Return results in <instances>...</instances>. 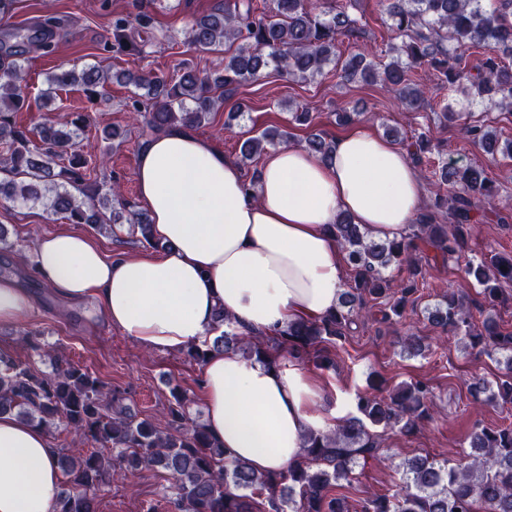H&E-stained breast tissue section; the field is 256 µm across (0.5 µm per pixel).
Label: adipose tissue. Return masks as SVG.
I'll list each match as a JSON object with an SVG mask.
<instances>
[{"label": "adipose tissue", "instance_id": "ef3b65f1", "mask_svg": "<svg viewBox=\"0 0 512 512\" xmlns=\"http://www.w3.org/2000/svg\"><path fill=\"white\" fill-rule=\"evenodd\" d=\"M255 189L240 163L174 127L141 147L136 179L163 251L103 253L62 229L38 240L39 279L143 347L177 353L213 336L218 312L245 335L334 310L347 257L333 226L349 214L369 238L393 240L423 217L425 187L407 151L366 124L332 138L329 160L297 146L267 153ZM32 297L0 276V324L24 321ZM206 425L257 472L285 469L309 434L344 410L322 378L295 362L234 352L202 366ZM61 474L44 429L0 414V512H53Z\"/></svg>", "mask_w": 512, "mask_h": 512}]
</instances>
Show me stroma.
<instances>
[{
	"label": "stroma",
	"mask_w": 512,
	"mask_h": 512,
	"mask_svg": "<svg viewBox=\"0 0 512 512\" xmlns=\"http://www.w3.org/2000/svg\"><path fill=\"white\" fill-rule=\"evenodd\" d=\"M327 2L345 9L365 30L364 36L357 39L340 38V56L369 45L377 59L386 62L395 58L394 48L400 40L383 22L377 0ZM219 3L220 0H15L10 12L0 14V38L12 40L18 30L48 20L53 25L55 48L47 54L38 47L27 46L22 94L31 107L14 113V121L31 128L46 117L63 123L71 113L88 114L83 141L89 155L88 174L107 187L120 184L125 199L138 203L136 169L143 124L129 107L137 92L132 78L150 72L170 80L188 67L200 72L223 68V49H201L187 40L190 21L209 14ZM140 11L153 18L149 28L132 32L136 41L144 43V53L110 51L113 14ZM91 66L109 75L97 100H88L76 84L49 90L47 77L57 68L79 72ZM415 80L424 86L426 101L412 110L381 84H343L332 66L311 81L292 79L268 68L238 89L236 98L246 107L240 123L225 125L226 113L221 110L211 113L195 132L234 157L252 128L285 127L293 142L301 144L307 131L290 123L289 118L297 106L305 105L311 109L314 128L329 135L338 132L336 114L342 110L355 113L357 122L371 125L381 134L390 128L408 139L428 133L455 165L481 166L500 187L497 200L478 204L464 248L465 258L478 260L493 251L512 254V157L484 152L469 140L462 121L440 119L448 92L431 69L418 68ZM112 128L119 130V139H105L104 130ZM69 225L64 215L0 201V230L6 237L0 245V269L14 275L21 288L35 299L34 310L24 323L0 326V350L31 362L44 372L51 369L49 356L53 353L86 367L116 389L117 408L129 409L162 430L168 426L164 408L169 389L180 385L187 396L190 419L204 422L200 364L183 353L139 346L113 328L103 315L88 318L83 307L70 304L37 278L33 264L37 239ZM78 230L91 236L108 254L136 256L152 250L129 224L114 225L109 233L86 224L79 225ZM463 288L472 295L478 290L477 285L462 279L455 260L431 263L416 301L407 304L401 316H389L385 303L368 306L345 339L332 346L336 365L321 370L320 375L347 406H354L356 394L365 390L374 374L384 378L389 389L403 382L426 381L434 395L429 414L415 435L382 432L379 448L383 464L371 462L357 467V479L334 487V494L345 498L353 510L371 494L396 493L402 482L398 465L404 459L427 454L459 460L472 427L512 425V406L488 404L474 398L469 390L475 378L493 380L511 371L506 358L464 349L457 337L439 335L426 318L427 308L449 292ZM27 331L41 332V350L21 344L20 338ZM408 336L422 338V355L402 354L400 342ZM171 482L170 476L153 468L129 479L113 478L96 491L98 512H148L150 506L169 494Z\"/></svg>",
	"instance_id": "35a3bbf8"
}]
</instances>
